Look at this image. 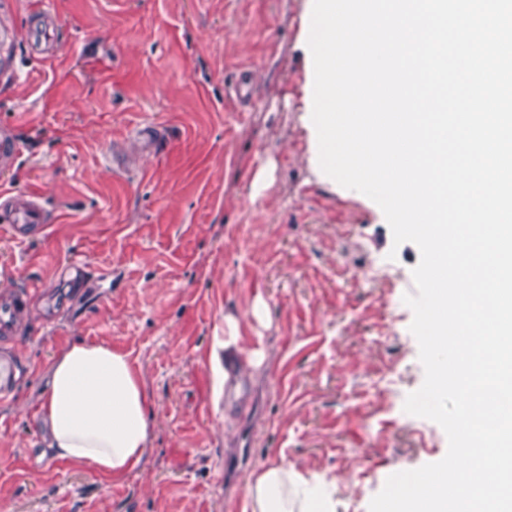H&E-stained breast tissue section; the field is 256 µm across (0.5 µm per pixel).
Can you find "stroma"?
<instances>
[{"label": "stroma", "instance_id": "stroma-1", "mask_svg": "<svg viewBox=\"0 0 512 512\" xmlns=\"http://www.w3.org/2000/svg\"><path fill=\"white\" fill-rule=\"evenodd\" d=\"M52 6L54 58L0 43V128L23 147L0 181L58 216L0 238V288L43 284L0 340L23 372L0 400V512H239L269 463L335 478V512H369L390 475L440 461L444 430L404 410L424 381L403 300L420 251L319 166L312 0ZM144 123L165 131L160 151L132 138ZM259 297L265 371L214 398V331ZM77 338L129 353L155 406L121 483L41 455L33 404Z\"/></svg>", "mask_w": 512, "mask_h": 512}]
</instances>
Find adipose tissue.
<instances>
[{
  "label": "adipose tissue",
  "instance_id": "adipose-tissue-1",
  "mask_svg": "<svg viewBox=\"0 0 512 512\" xmlns=\"http://www.w3.org/2000/svg\"><path fill=\"white\" fill-rule=\"evenodd\" d=\"M267 323L260 298L247 315L225 314L224 330L214 334L209 356L214 397L238 382L243 368L263 367V350L246 346L241 329ZM36 415L47 431L52 459L91 468L113 482L141 468L152 435L151 399L139 372L125 352L102 341L75 340L53 359ZM242 512L333 509L324 479L273 463L251 473Z\"/></svg>",
  "mask_w": 512,
  "mask_h": 512
}]
</instances>
